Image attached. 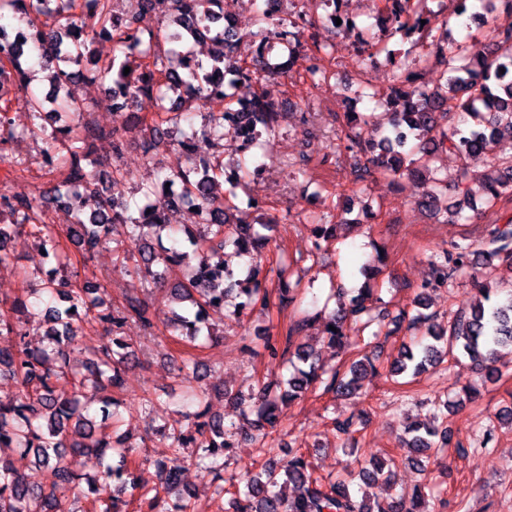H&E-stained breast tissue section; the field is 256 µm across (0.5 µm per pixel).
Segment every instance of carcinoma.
Wrapping results in <instances>:
<instances>
[{
	"label": "carcinoma",
	"instance_id": "obj_1",
	"mask_svg": "<svg viewBox=\"0 0 512 512\" xmlns=\"http://www.w3.org/2000/svg\"><path fill=\"white\" fill-rule=\"evenodd\" d=\"M114 2L0 0V19L28 18L24 31L30 35L15 50H0V145L25 136L9 117L13 88L22 93L19 101L33 123L42 124L47 115L64 120L52 127L50 137L64 142L69 161L66 177L56 183L53 194L39 200L0 196V266L10 259L7 241L28 228L35 230L38 248L52 262L10 307L26 315L31 296L48 297L51 305L40 312L46 343L31 347L16 322L0 317V336L9 337L8 345H0V378H11L18 387L15 396L0 399V448L33 455L35 465L49 477L43 484L32 485L10 459L0 456V512H61L63 499H80L84 483L95 494L92 512H123L120 495L128 489L139 492V512H188L191 508L192 494L180 489V472L163 468L160 487L142 488L137 448L103 433L116 423L120 407L106 392L122 387L123 370L135 358L122 336L123 327L132 318L147 329L153 324L146 305L136 297L114 307L86 301L103 288L100 283L67 287L59 272L72 264V255L55 225L45 220L49 205L67 204L71 211L68 237L86 253L109 243L110 225H126L127 240L112 251L122 263L135 260L148 285L161 283V274L155 271L159 265L166 271L182 270V278L169 287L174 305L170 337L179 342L201 347L216 335L214 318L239 320L257 307L270 306L261 268L251 265L236 271L226 260L230 254H262L268 246L264 230L270 220L258 202L247 203L243 211L226 205V196H235L240 174L235 170L224 176V119L241 124L244 136L234 151L250 155L254 169H259L261 138L279 129L277 104L261 85L290 70L304 48L302 39L310 21L298 22L264 9L257 19L258 30L249 32V53L244 54L242 38L224 33V0H167L172 31L165 34L139 26L154 10L156 0H127L128 10L121 20L113 14ZM314 2L326 11L325 20L333 28L357 32L362 49L371 56L385 54L394 68L393 86L383 99L391 119L389 126L380 128L379 140L373 142L368 135L374 127L370 115H345L346 148H363L371 154L363 172L372 171L393 183L406 177L424 179L428 189L418 206L444 224L460 220L467 209L476 210L478 200L492 208L502 198H512V159L494 156L500 138L512 139L511 28L494 31L489 44L476 46L454 36L445 0H379L374 22L361 28L346 17L336 24L340 0ZM396 34L408 48L397 52L388 47L387 37ZM101 36L115 45L112 59L102 66L90 51V44ZM162 38L171 44L163 53L159 50ZM428 39L442 67L435 88L422 82L420 72L426 61L420 48ZM34 51L54 64L52 93L47 97L30 89ZM84 78L109 83L106 99L115 109L130 108L140 98L154 101L158 119L144 127L143 152L149 154L155 144L166 140L177 146L186 165L160 172L155 182L136 183L131 200L124 199L132 174L117 166L110 172L103 170L93 146L108 137L113 157L119 158L128 135L143 127V120L133 112L129 125L109 131L84 122L85 110L75 92ZM474 152L489 157L498 175L461 167L455 184L458 199L450 205L448 182L437 176L436 162L442 154L464 160ZM160 190L171 198V206L164 211L157 210L154 202ZM90 199L96 208L86 214L84 204ZM182 202L195 209L199 229L184 227L181 246L167 247L163 235L177 233L171 213ZM308 219L315 224V251L337 239V224L327 223L326 215L312 213ZM502 253L512 262L511 220L492 225L478 243L454 242L433 255L429 287L452 288L467 277L480 300L470 310L455 314L448 324L426 328L418 350L402 343L390 362L393 375L414 377L450 356L469 358L488 370L490 378L497 373L500 349L512 347V289L488 288L487 273L475 270L472 256H482L490 268L491 259ZM380 272L378 265L368 262L360 268L366 280L357 294L350 296L341 289L330 293L329 298L337 299V308L325 316L323 342L338 353L355 348L356 338L367 331L375 338L390 337L418 330L431 320L421 293L414 299L412 314L402 311L392 319L386 310L371 314L365 301L373 296L370 281ZM277 280L278 306L296 303L301 278H293L289 268L282 266L277 268ZM81 305L86 307L85 316L107 333L105 343L88 351L82 369L71 364V354L78 348ZM305 327L303 320L290 325L281 349L266 344L271 355L288 358L292 367L288 378L265 383L247 396L225 392L239 406L238 421L226 424L205 408L195 413L194 429L169 435L170 447L198 449L193 464L211 478L217 496L231 495L233 512H428L426 501L435 494L432 486L417 490L408 500L386 504L351 492L356 479L390 491L396 472L377 457L357 463L343 478L331 479L314 475L307 455L297 451L279 467L269 464L257 474L245 470L224 478V451L234 447L233 435L242 431L265 442L283 421V408L293 401L317 388L337 396L358 394L368 372L375 369L374 358L360 353L342 373L325 369L312 347L295 343ZM201 366L196 358H183L175 367V378L193 389L200 383ZM333 424L348 439L358 432L352 416L336 417ZM407 434L404 447L419 466L448 446L446 421L437 415L429 423H411ZM85 455L98 458L99 470L93 476L80 470Z\"/></svg>",
	"mask_w": 512,
	"mask_h": 512
}]
</instances>
